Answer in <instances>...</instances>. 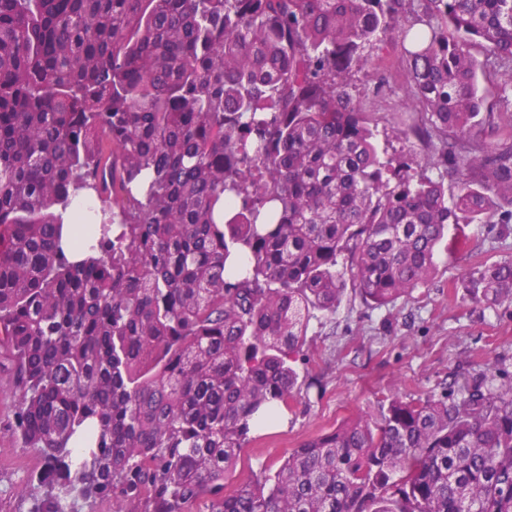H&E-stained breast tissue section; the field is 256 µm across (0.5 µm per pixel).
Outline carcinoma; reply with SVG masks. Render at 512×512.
Listing matches in <instances>:
<instances>
[{
	"label": "carcinoma",
	"mask_w": 512,
	"mask_h": 512,
	"mask_svg": "<svg viewBox=\"0 0 512 512\" xmlns=\"http://www.w3.org/2000/svg\"><path fill=\"white\" fill-rule=\"evenodd\" d=\"M391 54L421 114L385 132L420 143L399 157L354 83ZM469 224L512 235V0H0V376L5 431L39 459L24 512H512V378L490 362L224 494L300 393L313 313L427 284ZM465 288L512 303V257Z\"/></svg>",
	"instance_id": "cac0c4a2"
}]
</instances>
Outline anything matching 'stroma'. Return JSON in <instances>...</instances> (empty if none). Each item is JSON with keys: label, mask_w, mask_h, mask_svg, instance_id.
Instances as JSON below:
<instances>
[{"label": "stroma", "mask_w": 512, "mask_h": 512, "mask_svg": "<svg viewBox=\"0 0 512 512\" xmlns=\"http://www.w3.org/2000/svg\"><path fill=\"white\" fill-rule=\"evenodd\" d=\"M391 67L387 60L357 76L377 89L365 109L381 130L399 117L409 124L417 119L406 111L403 82L390 76ZM468 232L470 247L455 254L438 248L432 279L410 296L375 308L350 292L335 315L309 321L297 363L306 387L282 408L278 423L251 432L225 475V492L255 473L275 471L292 449L372 411L379 398L438 394L453 373H475L490 361L512 376V304L477 305L463 286L470 273L512 256V237L499 239L493 224H472ZM37 467L35 458L0 432V512H21L15 490Z\"/></svg>", "instance_id": "1"}]
</instances>
